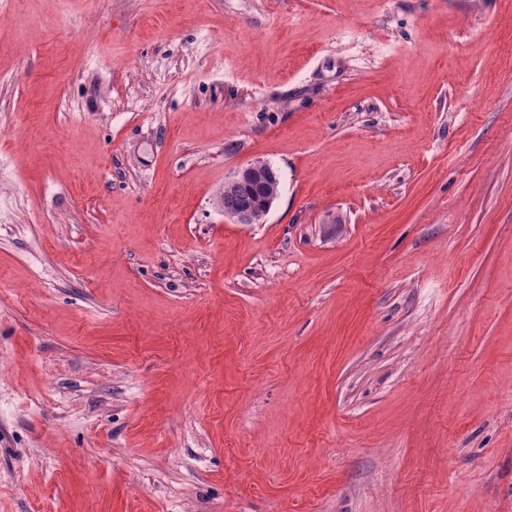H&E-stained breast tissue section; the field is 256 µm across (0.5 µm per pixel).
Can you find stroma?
<instances>
[{
	"mask_svg": "<svg viewBox=\"0 0 512 512\" xmlns=\"http://www.w3.org/2000/svg\"><path fill=\"white\" fill-rule=\"evenodd\" d=\"M1 127L0 512H512V0H0ZM278 177L279 175L273 167L260 159L252 160L233 172L228 178V180L231 181H225L224 191L222 190L218 199V205L221 209L224 208V212L234 211L238 209L240 205L248 204L250 200L253 199L250 189L238 183L248 186H260L267 194L257 196V198L264 201L262 207L257 208L247 205L242 209L224 215L225 218H228L236 224L260 223L268 214L273 202L278 197L277 194H268L267 191V187L271 182H278Z\"/></svg>",
	"mask_w": 512,
	"mask_h": 512,
	"instance_id": "35a3bbf8",
	"label": "stroma"
}]
</instances>
